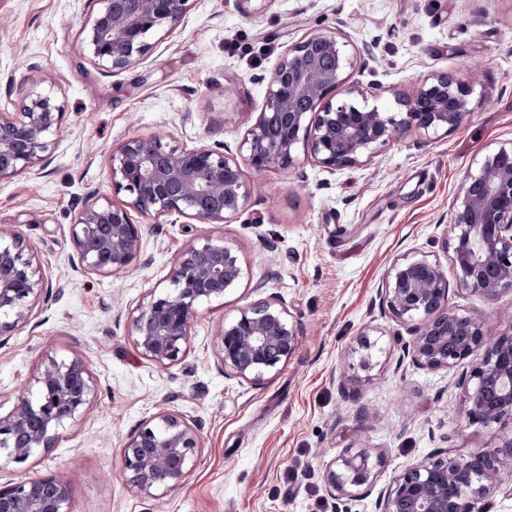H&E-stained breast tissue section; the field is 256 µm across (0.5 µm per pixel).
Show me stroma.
Here are the masks:
<instances>
[{
	"mask_svg": "<svg viewBox=\"0 0 512 512\" xmlns=\"http://www.w3.org/2000/svg\"><path fill=\"white\" fill-rule=\"evenodd\" d=\"M97 9L95 0H0V110L48 91L65 106L44 164L0 181V229L25 240L49 280L32 321L0 342V414L34 396L49 354L81 357L98 384L54 448L0 465V486L59 474L71 512H377L406 468L446 450L504 447L512 428L465 419L460 380L482 353L447 371L413 364L412 327L380 289L395 261L419 252L453 272L442 247L451 202L477 160L512 140V0H189L147 57L113 72L84 48ZM312 32L346 41L350 79L368 102L393 106L444 72L475 80L483 99L461 129L400 135L355 167L303 157L286 171L243 167L247 194L230 223L138 215L134 266L117 276L77 269L71 228L84 204L110 195L113 145L162 134L239 156L277 63ZM203 238L231 246L243 276L198 305L183 361L163 367L134 346L130 317ZM259 299L284 303L300 340L252 381L225 370L219 332ZM365 333L378 340L366 368L355 352ZM161 411L194 423L203 449L181 488L145 498L126 484L123 448ZM350 448L383 464L368 492L339 499L325 476Z\"/></svg>",
	"mask_w": 512,
	"mask_h": 512,
	"instance_id": "stroma-1",
	"label": "stroma"
}]
</instances>
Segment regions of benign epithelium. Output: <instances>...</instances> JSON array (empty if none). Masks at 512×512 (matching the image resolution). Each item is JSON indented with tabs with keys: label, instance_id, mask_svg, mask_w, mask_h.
I'll list each match as a JSON object with an SVG mask.
<instances>
[{
	"label": "benign epithelium",
	"instance_id": "7a95c632",
	"mask_svg": "<svg viewBox=\"0 0 512 512\" xmlns=\"http://www.w3.org/2000/svg\"><path fill=\"white\" fill-rule=\"evenodd\" d=\"M102 7L84 24L94 64L128 69L152 49L150 38L174 28L188 0H97ZM336 35L314 32L288 48L269 80L265 103L241 144L254 170H286L298 155L334 171L362 163L399 134L463 127L475 84L441 73L423 80L391 110L358 101L348 83L351 61ZM345 97L336 99L338 91ZM64 104L51 94L26 98L18 112L0 113V180L43 163L64 120ZM108 176L120 204L105 198L86 205L72 227L82 270L112 276L132 266L142 235L132 214H178L200 224H227L246 197L239 161L211 148H189L166 137H131L112 147ZM456 287L495 303L512 292V141L486 152L452 201L447 241ZM36 257L11 230L0 231V337L29 322L45 281ZM238 257L224 241L192 243L168 274L170 289L151 295L130 319V336L149 360L169 366L186 354L195 305L224 296L241 278ZM449 283L441 264L426 254L395 262L381 295L394 318L419 321L407 346L414 364L448 370L478 351L482 361L463 382L470 424L512 422V331L492 332L484 313L460 314L448 306ZM224 367L259 380L296 350L299 332L280 302L257 300L220 330ZM38 396L0 415V457L27 461L54 446L58 431L81 416L96 387L84 362L45 357L37 369ZM201 450L196 426L159 413L134 432L123 450L127 485L152 498L182 486ZM382 459L349 448L329 466L326 480L337 497L372 484ZM512 470V437L505 450L467 457L444 452L401 473L378 502L379 512H484ZM0 512H70V488L56 475L0 486Z\"/></svg>",
	"mask_w": 512,
	"mask_h": 512
}]
</instances>
